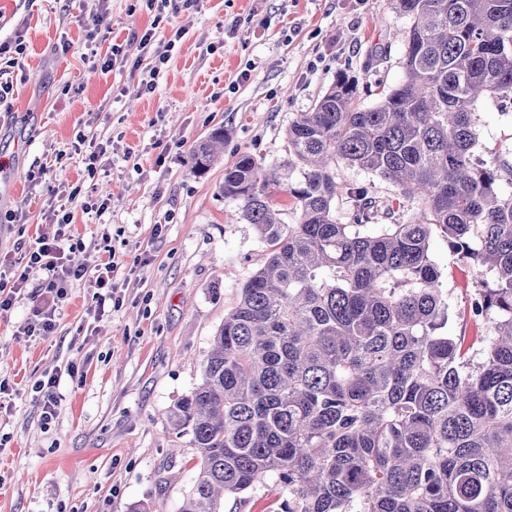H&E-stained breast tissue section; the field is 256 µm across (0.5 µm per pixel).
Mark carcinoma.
I'll return each instance as SVG.
<instances>
[{
	"label": "carcinoma",
	"mask_w": 512,
	"mask_h": 512,
	"mask_svg": "<svg viewBox=\"0 0 512 512\" xmlns=\"http://www.w3.org/2000/svg\"><path fill=\"white\" fill-rule=\"evenodd\" d=\"M405 79L372 108L342 72L286 132L288 157L224 170L268 257L242 286L203 364L169 410L197 474L180 512L274 479L280 512H512V162L475 157V103L512 99V0H397ZM218 128L192 151L205 172ZM391 181L423 207L373 224L376 201L338 169ZM299 222L285 223L274 189ZM478 266L475 335L450 336L434 236Z\"/></svg>",
	"instance_id": "cac0c4a2"
}]
</instances>
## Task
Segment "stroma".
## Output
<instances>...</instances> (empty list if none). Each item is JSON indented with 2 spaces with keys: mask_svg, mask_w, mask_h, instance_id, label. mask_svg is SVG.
I'll use <instances>...</instances> for the list:
<instances>
[{
  "mask_svg": "<svg viewBox=\"0 0 512 512\" xmlns=\"http://www.w3.org/2000/svg\"><path fill=\"white\" fill-rule=\"evenodd\" d=\"M409 25L394 0H200L159 21L143 0H0V42L26 45L18 67L0 68L12 86L0 103V266L27 275L0 313V512H179L196 461L169 410L201 383L216 330L268 253L221 194L224 170L243 152L285 159L289 123L340 72L357 77L362 107L376 105L405 76ZM175 28L183 37L150 91L132 60L105 72L84 57L94 32L121 44ZM475 112L477 155L512 160V104L488 97ZM218 128L222 156L195 173L194 147ZM339 180L379 200L377 223L419 215L379 176L347 167ZM77 186L106 210L82 213L68 198ZM62 209L72 224L56 223ZM43 238L88 272L54 305V333L26 336L43 277L26 262ZM431 252L453 334L474 284L442 237ZM108 258L120 301L94 316V265ZM71 363L82 379L67 376ZM52 373L62 401L47 423L33 386Z\"/></svg>",
  "mask_w": 512,
  "mask_h": 512,
  "instance_id": "obj_1",
  "label": "stroma"
}]
</instances>
